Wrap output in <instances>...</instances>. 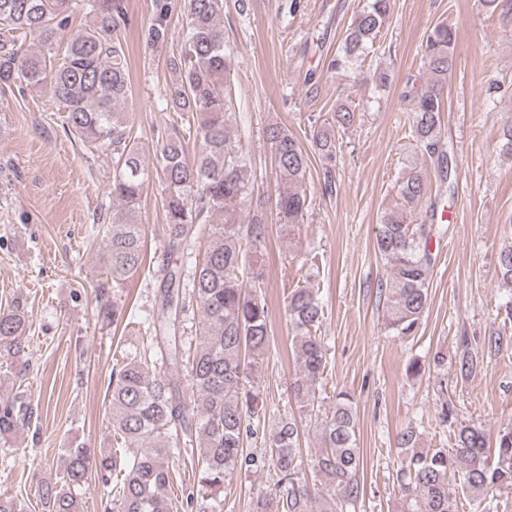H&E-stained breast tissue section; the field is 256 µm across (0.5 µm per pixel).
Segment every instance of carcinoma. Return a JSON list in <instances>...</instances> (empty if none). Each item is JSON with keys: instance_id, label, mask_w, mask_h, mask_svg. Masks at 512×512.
<instances>
[{"instance_id": "carcinoma-1", "label": "carcinoma", "mask_w": 512, "mask_h": 512, "mask_svg": "<svg viewBox=\"0 0 512 512\" xmlns=\"http://www.w3.org/2000/svg\"><path fill=\"white\" fill-rule=\"evenodd\" d=\"M393 0H364L346 30L340 50L329 60L330 72L352 68L368 55L389 19ZM184 17L182 44L173 59L176 73L165 94L172 128L161 139L160 173L145 163L150 148L133 133L126 44L121 25L124 0H0V94L47 89L63 110V131L84 148L112 163V197L121 219L104 238L106 274L119 288L144 262L139 202L154 178L165 192V246L179 264H166L155 285L156 315L139 323L149 340L142 352L122 354L112 369L109 402L116 448L106 453L77 446L66 450L61 477L41 485L45 512H81L76 490L89 474L102 482L120 478L109 512H224V484L235 472L274 469L273 497L256 503V512H314L311 492L299 478V427L283 417L266 427V397L254 374L270 343V313L253 266L266 243L265 225L239 223L237 208L251 193L247 178L251 155L231 130L233 50L224 41L225 0H153L146 44L165 42L173 4ZM81 14L89 24L67 34ZM37 52L25 49L27 37ZM456 29L437 25L422 45L427 82L403 92L410 106V136L429 157L438 178L452 171L454 147L444 141L442 115L448 77L454 67ZM355 112L341 103L328 122L311 125L309 142L326 160L336 158V130L353 124ZM277 178L285 185L276 201L278 223L300 224L307 201L308 156L299 139L275 123L265 129ZM194 153H189V147ZM401 207L384 210L373 242L389 273L391 291L385 328L394 336L416 334L428 306L432 268L429 243L435 207L419 221L428 174L411 169L398 186ZM499 273L512 284V245L499 255ZM98 317L114 326L123 320L119 306L98 288ZM201 313L194 346H187L186 322ZM291 341L297 370L288 386L301 411L320 432L314 469L336 490L321 512H349L361 493L363 455L356 443V411L340 392L321 410L318 385L327 367V350L317 334L323 307L317 292L296 288L288 297ZM28 319L15 307L0 312V359L23 356ZM478 353L465 347L455 357L460 376L480 367ZM32 408L0 397V437L28 426ZM442 419L454 426L455 445L418 447L408 427L396 438L404 450L401 482L412 496L407 512H458L459 496L498 509L495 493L512 487V425L498 430L495 448L482 428L458 419L455 406L442 407ZM263 435L259 454L244 450V439ZM179 463L195 481L181 487V500L168 493L172 464Z\"/></svg>"}]
</instances>
